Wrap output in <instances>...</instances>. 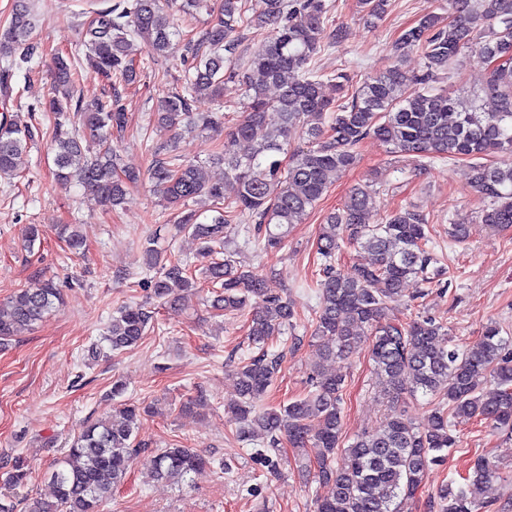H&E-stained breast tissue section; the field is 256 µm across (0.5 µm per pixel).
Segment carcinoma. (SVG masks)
Returning a JSON list of instances; mask_svg holds the SVG:
<instances>
[{"label":"carcinoma","instance_id":"carcinoma-1","mask_svg":"<svg viewBox=\"0 0 512 512\" xmlns=\"http://www.w3.org/2000/svg\"><path fill=\"white\" fill-rule=\"evenodd\" d=\"M359 4L366 22L375 26L390 0ZM168 7L188 15L210 9L207 0H168L165 8L160 0H123L98 11L81 41L90 70L107 80L136 83L137 54L161 55L176 35ZM332 9L330 0H220L217 19L202 38L187 40L193 72L186 86L158 99L152 116L159 128L175 131L191 123L194 99L219 102L224 77L238 79L244 89L241 115L198 119L203 130L230 125L216 160L237 183V194L224 200V184L210 181L201 165L172 156L156 159L149 179L164 203L177 211L179 232L197 242L199 254L208 258L201 274L220 288L212 306L252 310L247 336L258 353L235 370L238 399L231 413L238 438L261 436L272 449L284 440L293 448L319 449L316 477L328 494L315 500L316 512H404L429 466L456 445L448 416L512 429V336H502L492 323L460 351L449 346L447 326L433 317L404 324L388 319L389 303L406 294L417 299L408 285L429 281V268L438 262L427 248L429 224L412 208L376 223V191L368 185L352 188L341 206L327 214L317 238L323 263L315 278L314 335L321 340V358L344 361L364 347L392 400L420 393L433 400V409L423 430L393 410L382 426L363 432L342 450L343 375L317 365L306 396L279 409L263 405L284 358L283 352L269 350V340L288 329L293 305L276 291L275 281L254 279L216 254L231 243L229 229L242 224L263 237L266 248H280L288 226L300 223L336 177L356 163L368 137L416 163L469 161V178L484 201L482 223L494 229L512 226V0H448V18L423 15L392 43L385 69L358 83L345 70L326 73L308 66L325 44L343 36V27H326ZM36 26L30 0H14L9 23L0 30L1 89H8L10 71L32 62L37 53ZM248 26L266 34V47L240 67L241 30ZM469 49L491 65L485 88L493 101L489 108L477 95L452 97L435 87L439 73ZM411 51L423 60L416 74L401 66L402 56ZM75 74L71 57H54L58 95L43 109L54 115L56 176L63 183L77 182L100 205L116 208L140 180L139 172L119 165L117 152L108 145L112 131L126 126V110L118 97L72 104ZM327 83L335 86L336 97L326 96ZM271 85L278 89L274 97L267 94ZM299 127L307 145L292 151L289 139ZM31 140V127L0 120L1 177L19 174ZM496 154L508 160H489ZM203 201L216 212L208 222L190 208ZM344 239L371 253V263L355 266L351 274L342 272L336 251ZM143 252L147 267L158 269L150 280L153 297L176 308L180 292L195 284L189 264L178 259L163 263L154 235L145 239ZM62 304L51 281L35 291L17 290L0 302V346ZM153 319L154 311L143 305L121 307L105 337L109 349L138 345ZM481 378L494 384L493 391H479ZM140 416L138 406L126 404L112 419L88 423L51 473L56 501H27L23 512H95L99 499L124 483L142 453L134 437ZM203 465L205 459L189 448H166L148 459L154 480L182 479ZM498 471L495 463L476 458L463 482L452 480L437 491L438 512H482L488 504L479 494ZM28 476L26 461L12 458L7 480L22 485Z\"/></svg>","mask_w":512,"mask_h":512}]
</instances>
